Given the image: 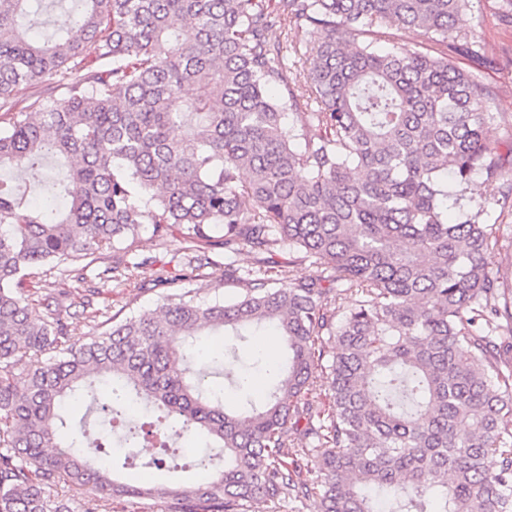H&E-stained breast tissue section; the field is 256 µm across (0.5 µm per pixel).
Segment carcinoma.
Segmentation results:
<instances>
[{
  "label": "carcinoma",
  "mask_w": 512,
  "mask_h": 512,
  "mask_svg": "<svg viewBox=\"0 0 512 512\" xmlns=\"http://www.w3.org/2000/svg\"><path fill=\"white\" fill-rule=\"evenodd\" d=\"M79 2L32 42L43 0H0V169L25 176L0 177V512H111L112 494L163 497L168 512L310 497L323 512H377L380 493L387 512H512V281L489 267L501 225L466 196L475 177L506 176L484 133L495 92L440 50L468 0ZM402 29L425 43L398 45ZM292 31L317 57L305 98L284 74ZM454 50L480 58L467 34ZM48 78L62 97L13 111L19 88ZM48 158L63 178L45 180ZM29 181L64 210L41 211ZM144 224L194 254L155 310L97 336L33 314L64 262L81 281L89 258L97 278L131 284L149 263L129 256ZM244 246L292 259L272 277L236 264ZM218 248L241 292L201 303L182 282ZM268 325L286 359L266 364L265 400L225 408L203 387L209 369L247 378L236 351L200 344ZM103 382L117 395L100 405ZM321 388L326 406L309 399ZM84 398L105 436L157 409L128 428V448L174 430L205 438L224 467L175 489L120 482L83 426L58 439L65 401Z\"/></svg>",
  "instance_id": "cac0c4a2"
}]
</instances>
